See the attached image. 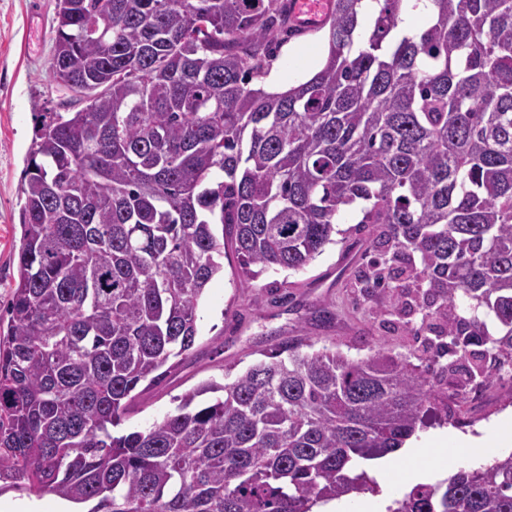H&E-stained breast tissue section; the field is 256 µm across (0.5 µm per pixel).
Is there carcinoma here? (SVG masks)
Returning a JSON list of instances; mask_svg holds the SVG:
<instances>
[{
  "label": "carcinoma",
  "mask_w": 512,
  "mask_h": 512,
  "mask_svg": "<svg viewBox=\"0 0 512 512\" xmlns=\"http://www.w3.org/2000/svg\"><path fill=\"white\" fill-rule=\"evenodd\" d=\"M331 2L323 65L269 92L283 0H58L50 73L86 106L44 114L24 170L0 482L88 512H313L378 491L366 466L448 420L457 358H485L469 377L487 383L512 363V0ZM353 208L361 291L421 315L405 326L435 374L286 340L114 432L190 354L224 254L247 280L301 270ZM387 512H512V453Z\"/></svg>",
  "instance_id": "carcinoma-1"
}]
</instances>
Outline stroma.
I'll list each match as a JSON object with an SVG mask.
<instances>
[{
    "label": "stroma",
    "instance_id": "stroma-1",
    "mask_svg": "<svg viewBox=\"0 0 512 512\" xmlns=\"http://www.w3.org/2000/svg\"><path fill=\"white\" fill-rule=\"evenodd\" d=\"M58 0H0V314H5L17 277L14 254L20 246L23 174L37 117L71 110V92L53 81ZM328 30L308 29L282 42L262 77L267 90L283 91L317 70L328 48ZM356 224L342 214L332 241L299 271L271 269L243 280L235 257L210 283L198 309L194 352L147 393L122 431L145 430L173 412L179 397L200 383L226 381L242 373L278 342L303 337L316 347L336 346L353 358L371 346L395 353L413 347L405 330L394 329L375 302L351 283L363 268L355 247ZM331 306L334 323L315 312Z\"/></svg>",
    "mask_w": 512,
    "mask_h": 512
}]
</instances>
